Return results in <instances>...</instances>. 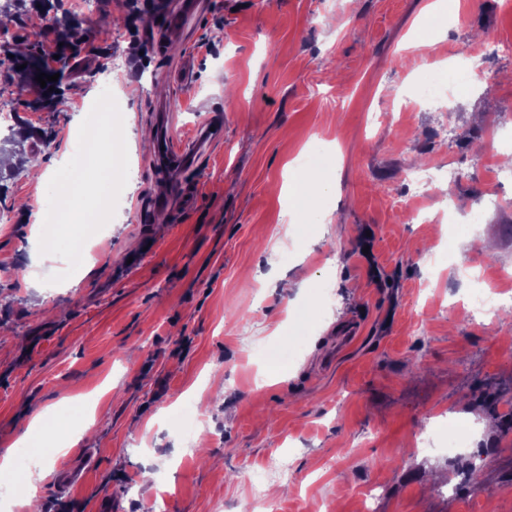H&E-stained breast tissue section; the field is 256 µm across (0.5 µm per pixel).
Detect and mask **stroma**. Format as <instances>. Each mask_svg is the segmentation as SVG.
<instances>
[{
    "label": "stroma",
    "instance_id": "35a3bbf8",
    "mask_svg": "<svg viewBox=\"0 0 512 512\" xmlns=\"http://www.w3.org/2000/svg\"><path fill=\"white\" fill-rule=\"evenodd\" d=\"M153 2L28 0L0 28L47 69L66 31L84 41L52 95L0 64L15 139L47 138L42 166L76 162L89 103L109 93L133 171L76 269L33 252L60 182L0 166V455L45 407L112 382L91 438L41 483L40 512L63 495L80 512H253L252 476L281 455L296 478L271 483L281 512H458L462 498L512 512V306L467 315L512 270V184L495 178L512 146V7L455 0L412 49L434 0H207L160 50ZM464 46L486 55L480 83L445 74ZM428 70L455 92L453 137L439 106L417 107ZM210 124L220 138L182 174L157 166L161 126L179 139ZM319 143L339 148L333 221L296 224L276 189ZM414 166L453 169L424 203L448 223L412 220ZM185 192L195 208L177 205ZM219 389L199 415L194 392ZM429 421L470 447L418 451Z\"/></svg>",
    "mask_w": 512,
    "mask_h": 512
}]
</instances>
